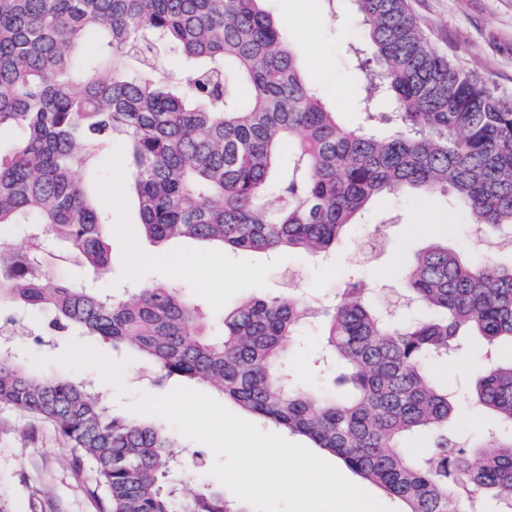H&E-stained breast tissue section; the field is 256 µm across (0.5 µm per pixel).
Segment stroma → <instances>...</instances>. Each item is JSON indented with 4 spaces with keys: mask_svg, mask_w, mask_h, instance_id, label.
<instances>
[{
    "mask_svg": "<svg viewBox=\"0 0 512 512\" xmlns=\"http://www.w3.org/2000/svg\"><path fill=\"white\" fill-rule=\"evenodd\" d=\"M410 4L438 51L512 92V0H410ZM265 6L274 17H288L287 33L309 82L326 103L336 107L344 122L359 124L360 73L350 51L359 32L350 0H339L333 8L326 0H266ZM106 154L103 204L112 217L113 265L111 277L101 281V288L118 289L133 279L181 282L199 300L216 330L222 327L225 310L250 294L289 291L323 304L358 280L380 294H393L403 288L401 272L414 253L432 242L448 244L474 261L487 255L474 244L468 215L442 199L426 203L397 195L373 202L348 229L330 261H313L294 252L269 258L179 242L172 245L171 254L202 268L198 275H179L136 234L138 214L126 191L122 142L114 141ZM134 255L139 258L135 264L130 261ZM46 324L45 318L30 316L20 326L17 342L33 366L48 374L67 375L102 394L114 414L136 419L133 407L151 388L144 363L94 337L54 336L49 344H32V335L43 332ZM319 350L315 329H305L288 366L290 381L313 388L326 382V372L316 364ZM487 358L485 350L469 349L432 369L435 378L447 380L449 387L460 392L455 427L474 434L483 432L487 421L473 407L466 381L481 374ZM175 453L183 464V483L213 484L209 470L215 456L206 445L184 437ZM0 495L11 501L12 512H106L94 472L78 460L57 429L8 409L0 410Z\"/></svg>",
    "mask_w": 512,
    "mask_h": 512,
    "instance_id": "35a3bbf8",
    "label": "stroma"
}]
</instances>
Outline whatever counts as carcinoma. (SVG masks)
Listing matches in <instances>:
<instances>
[{
  "mask_svg": "<svg viewBox=\"0 0 512 512\" xmlns=\"http://www.w3.org/2000/svg\"><path fill=\"white\" fill-rule=\"evenodd\" d=\"M262 0H0V327L47 313L151 364L153 384L208 386L310 440L398 500L402 512H512V260L466 262L442 244L406 269L396 320L353 282L314 307L250 297L211 332L175 282L96 287L111 272L100 200L103 144L119 137L138 234L273 255L328 257L383 194L443 197L512 252V95L436 50L409 0H353L363 40V127L346 126L306 80ZM173 55L181 66L165 69ZM27 239L16 248L7 232ZM79 281L53 273L55 261ZM345 397L288 383L305 324ZM493 361L474 400L493 424L478 442L448 427V386L431 378L460 346ZM0 409L50 422L90 464L108 512H250L224 489L174 484L175 434L133 422L62 375L0 349ZM422 439L425 446L407 444Z\"/></svg>",
  "mask_w": 512,
  "mask_h": 512,
  "instance_id": "cac0c4a2",
  "label": "carcinoma"
}]
</instances>
